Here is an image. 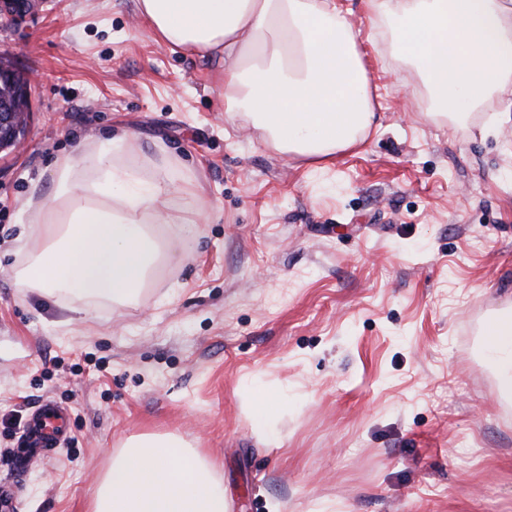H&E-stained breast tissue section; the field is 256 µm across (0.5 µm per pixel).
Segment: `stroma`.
I'll return each mask as SVG.
<instances>
[{
	"instance_id": "stroma-1",
	"label": "stroma",
	"mask_w": 512,
	"mask_h": 512,
	"mask_svg": "<svg viewBox=\"0 0 512 512\" xmlns=\"http://www.w3.org/2000/svg\"><path fill=\"white\" fill-rule=\"evenodd\" d=\"M0 56L34 78L27 146L0 153V481L21 512H89L143 432L192 442L230 512H512V402L481 343L512 306V123L431 118L381 39L375 128L313 172L230 120L223 61L151 38L133 0H35L0 18ZM109 134L140 169L164 150L194 189L170 210L207 215L136 302L83 317L15 284L16 219L56 157ZM259 391L288 402L264 437ZM47 400L69 438L15 479Z\"/></svg>"
}]
</instances>
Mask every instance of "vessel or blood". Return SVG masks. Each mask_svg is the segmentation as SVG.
I'll list each match as a JSON object with an SVG mask.
<instances>
[{
    "label": "vessel or blood",
    "mask_w": 512,
    "mask_h": 512,
    "mask_svg": "<svg viewBox=\"0 0 512 512\" xmlns=\"http://www.w3.org/2000/svg\"><path fill=\"white\" fill-rule=\"evenodd\" d=\"M69 434L68 412L53 402L41 404L32 414L31 420L19 441L23 449L15 469L23 471L31 459L43 455L48 449L57 447Z\"/></svg>",
    "instance_id": "vessel-or-blood-1"
}]
</instances>
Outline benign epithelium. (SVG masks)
<instances>
[{
  "label": "benign epithelium",
  "instance_id": "7a95c632",
  "mask_svg": "<svg viewBox=\"0 0 512 512\" xmlns=\"http://www.w3.org/2000/svg\"><path fill=\"white\" fill-rule=\"evenodd\" d=\"M28 9L26 0H0V15L16 18ZM30 75L0 59V150L24 148L30 123Z\"/></svg>",
  "mask_w": 512,
  "mask_h": 512
}]
</instances>
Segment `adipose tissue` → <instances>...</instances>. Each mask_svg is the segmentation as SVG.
<instances>
[{
	"label": "adipose tissue",
	"mask_w": 512,
	"mask_h": 512,
	"mask_svg": "<svg viewBox=\"0 0 512 512\" xmlns=\"http://www.w3.org/2000/svg\"><path fill=\"white\" fill-rule=\"evenodd\" d=\"M395 53L416 60L439 111L457 116L512 81V0H363ZM150 34L183 55L224 58L230 118L262 130L279 152L319 170L361 143L375 118L359 31L340 0H134ZM124 137L59 156L33 181L20 214L22 288L89 302L136 298L174 258L167 235L192 237L201 206L165 212L168 161L149 177L123 166ZM486 356L512 394V310L493 321ZM90 512H228L213 464L173 432L130 436L92 495Z\"/></svg>",
	"instance_id": "adipose-tissue-1"
}]
</instances>
